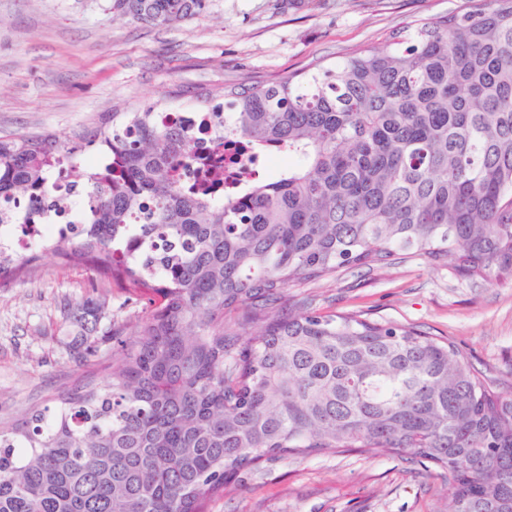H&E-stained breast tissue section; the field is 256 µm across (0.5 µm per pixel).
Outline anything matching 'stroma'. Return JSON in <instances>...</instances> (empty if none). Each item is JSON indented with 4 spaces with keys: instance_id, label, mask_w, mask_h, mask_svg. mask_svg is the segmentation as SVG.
Returning a JSON list of instances; mask_svg holds the SVG:
<instances>
[{
    "instance_id": "1",
    "label": "stroma",
    "mask_w": 512,
    "mask_h": 512,
    "mask_svg": "<svg viewBox=\"0 0 512 512\" xmlns=\"http://www.w3.org/2000/svg\"><path fill=\"white\" fill-rule=\"evenodd\" d=\"M467 0H207L165 25L116 20L105 0H0V137L73 138L112 112L149 105L200 110V97L269 83L378 46L400 27L461 11ZM324 314L357 313L447 338L512 394V280L473 281L417 256L346 270L301 288ZM101 308L100 329H128L147 297L52 256L0 278V422L53 404L80 380L103 381L111 337L80 356L63 305ZM430 464L389 455L322 452L242 472L209 512H446Z\"/></svg>"
}]
</instances>
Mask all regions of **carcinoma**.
Listing matches in <instances>:
<instances>
[{"instance_id":"1","label":"carcinoma","mask_w":512,"mask_h":512,"mask_svg":"<svg viewBox=\"0 0 512 512\" xmlns=\"http://www.w3.org/2000/svg\"><path fill=\"white\" fill-rule=\"evenodd\" d=\"M205 0H109L162 25ZM224 137L296 161L222 201L180 188L193 141L155 107L80 138L116 167L90 186L92 223L47 246L150 296L117 332L121 360L54 406L0 424V512H206L266 457L391 454L446 474L448 512H512V397L452 343L288 289L424 256L471 280H512V0L398 29L329 66L222 92ZM78 147L0 137V198L47 195ZM32 256L0 252V277ZM95 348V309L74 312Z\"/></svg>"}]
</instances>
